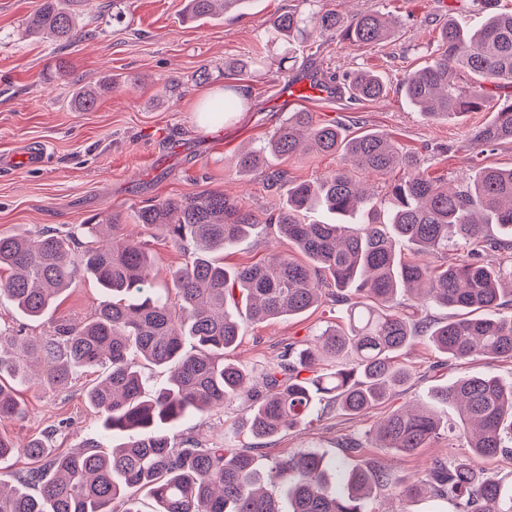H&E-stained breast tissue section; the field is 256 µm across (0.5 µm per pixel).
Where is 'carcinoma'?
<instances>
[{
  "label": "carcinoma",
  "instance_id": "obj_1",
  "mask_svg": "<svg viewBox=\"0 0 512 512\" xmlns=\"http://www.w3.org/2000/svg\"><path fill=\"white\" fill-rule=\"evenodd\" d=\"M251 0H185L183 19L207 20L217 12L235 13ZM91 0H38L27 21L33 32L63 44L80 37L75 6ZM272 29L291 41L340 32L370 45L394 31L384 12L347 21L335 9L309 14L289 10ZM469 70L481 81L512 82V13L488 17L475 32L450 21L440 31L437 53L425 67L402 81L405 98L431 119L494 108V119L473 138L494 146L512 141V101L491 104L481 85L461 86L455 73ZM355 97L375 101L387 82L361 70L350 78ZM104 87H82L73 94L77 109L90 111ZM241 106L228 90L207 112H235ZM306 144L320 153H340L347 166L318 183L290 181L268 217L222 192L166 197L134 212L133 220L160 231L190 260L170 272L172 287L152 288L153 255L143 243L121 233L112 216L107 245L96 243L100 225L78 224L66 235L46 230L33 238L0 235V297L27 317L38 319L79 275L103 292L90 319H62L41 338L0 331V421L23 413L16 386L35 376L65 388L77 368L102 371L85 397L100 416V438L91 448L56 454L34 438L24 453L36 462L16 483L0 481V512H143L131 490L145 489L151 512H367L375 492L391 486V472L348 469L339 456L305 450L276 460L270 470L282 496L266 488L255 448L203 444L178 431L191 414H203L244 398L247 431L254 439L274 437L310 420L318 404L332 400L360 414L406 383L409 372L394 357L425 337L450 359L475 355L512 359V255L492 264L480 261L489 225L512 234V169L483 167L450 188L420 170L415 155L383 133L348 138L312 112H293L258 150L242 152L243 172L261 168L264 154L292 156ZM394 168L405 178L389 191L385 218L354 175H384ZM276 228L293 253L267 259L228 274L213 253L242 237ZM406 239L422 260L403 262L394 240ZM451 246L468 249L465 259L427 261L447 255ZM346 305L347 329L328 327L312 347L287 349L266 370L260 385L241 366L224 359L239 344L244 320L261 322L302 314L316 306L323 290ZM407 295L418 305L460 310L468 316L429 323L399 309ZM194 347L184 348L185 338ZM335 368L317 379L301 377L320 360ZM168 371L166 382L147 393L141 368ZM436 403L460 409L456 425L473 456L512 458V381L467 375L436 390L433 402L389 414L375 437L397 453L424 447L442 429ZM125 441L108 453L103 439ZM427 491L453 505L455 512H512V489L496 474L458 460H437L422 480L404 486L411 498Z\"/></svg>",
  "mask_w": 512,
  "mask_h": 512
}]
</instances>
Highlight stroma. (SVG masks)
Returning a JSON list of instances; mask_svg holds the SVG:
<instances>
[{
    "label": "stroma",
    "mask_w": 512,
    "mask_h": 512,
    "mask_svg": "<svg viewBox=\"0 0 512 512\" xmlns=\"http://www.w3.org/2000/svg\"><path fill=\"white\" fill-rule=\"evenodd\" d=\"M36 2L0 0V155L14 159L0 168V235L30 237L47 229L65 234L89 217L105 222L117 214L124 233L144 242L155 256L154 287H169V271L185 264L189 254L159 231L134 223L138 207L165 197L220 191L262 215L285 191L283 184L270 183L267 173L319 181L342 166L340 154L309 150L290 157L266 155L262 171L251 174L236 168L241 151L262 147L287 118L280 106L283 85L311 75L342 82L361 69L381 74L390 87L381 100L358 102L345 92L332 100L307 98L299 107L318 119L341 123L350 136L387 134L400 149L415 153L426 173L449 185H457L478 166L512 168V142L488 147L472 136L492 120V110L432 120L417 112L399 89L408 73L432 61L439 30L448 19L476 28L490 13L512 11V0H319L320 6L338 9L347 18L390 12L397 19L395 32L375 45L357 44L339 33L312 42L298 39L289 52L274 39L271 23L301 7V0H252L241 16L195 23L182 17L184 0H122L116 11L112 0H99L82 13L81 37L67 47L26 37V21ZM256 57L264 58L262 68L225 77V63ZM107 77L112 88L102 92L95 108L74 111L73 91ZM227 84L243 89L244 104L220 127L207 128L198 106ZM34 146L46 153L37 167L23 158ZM287 247L283 238L261 233L227 248L222 260L226 268L236 269ZM101 298L96 283L81 276L48 314L33 320L0 297V329L43 336L56 320L90 318ZM346 324L345 306L326 296L302 315L246 324L241 342L225 357L258 369L279 362L285 347L313 343L326 326ZM396 360L411 374L406 385L358 415L335 404L320 405L311 425L264 441L260 464L306 449L343 455L351 467L381 464L395 484L368 501L369 512H454L451 504L429 494L412 499L400 494L401 486L423 476L439 458L470 459L473 467L497 473L511 488L512 460L471 458L464 439L443 434L400 454L381 447L374 431L396 408L425 399L435 387L460 376L492 374L512 380V360H451L424 339L399 352ZM96 378L89 370L63 389L18 386L24 413L0 423V434L19 446L48 437L59 454L82 448L98 435V417L84 398ZM243 414L238 401L187 417L181 428L231 448H246L253 440L243 428ZM350 440L356 448L344 452Z\"/></svg>",
    "instance_id": "obj_1"
}]
</instances>
